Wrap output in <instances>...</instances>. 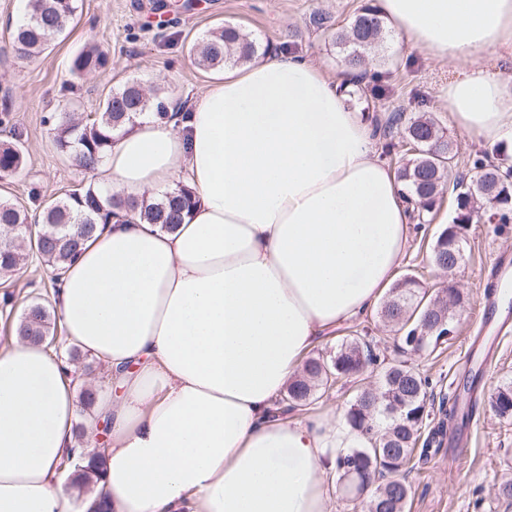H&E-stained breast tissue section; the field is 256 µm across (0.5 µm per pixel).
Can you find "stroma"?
<instances>
[{"mask_svg": "<svg viewBox=\"0 0 512 512\" xmlns=\"http://www.w3.org/2000/svg\"><path fill=\"white\" fill-rule=\"evenodd\" d=\"M78 0L79 9L65 33L38 58L21 57L12 48V32L26 10V0H0V144L21 143L26 161L14 175L0 181V198L38 213L52 200L83 186L87 177L57 150L48 117L72 111L85 117L109 88L136 79L159 88L164 96L195 95L209 81L211 70L199 67L189 48L224 25L240 28L259 48L300 55L320 64L329 76L342 71L336 30L347 27L374 0ZM329 16L331 31L310 21L314 10ZM108 54L104 71L77 79L70 75L71 58L87 43ZM366 64L381 74L382 92L362 94L354 104L374 126L384 125L390 113L431 116L445 132L455 155L456 175L471 178L475 160L512 166V145L488 144L471 138L448 120V84L463 76L462 68L431 60L425 52L405 45L394 28H385L377 51ZM458 215L452 192H444L425 221L412 225L398 277H415L424 286L460 290L469 303L453 321V333L437 347L413 353L402 335L370 312L345 323L315 346L311 355L329 359L344 337L368 340L380 364L367 371L365 381L379 382V370L404 361L428 378L424 431H436L434 449L414 456L402 475L409 487L405 512H512V497L499 487L512 477V416L500 417L491 406L495 393L512 386V325L503 333L501 352L491 365L480 366L479 413L473 425L440 421L441 402L463 391L467 376L460 363L478 331L479 302L487 282L488 263L497 256L512 257V222L475 214L461 229L462 259L452 272L431 262L438 233ZM52 270L34 261L9 280L0 279V348L17 338L16 328L27 304H52ZM11 302H4V294Z\"/></svg>", "mask_w": 512, "mask_h": 512, "instance_id": "1", "label": "stroma"}]
</instances>
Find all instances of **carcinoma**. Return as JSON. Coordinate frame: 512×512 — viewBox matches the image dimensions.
Listing matches in <instances>:
<instances>
[{"label": "carcinoma", "instance_id": "obj_1", "mask_svg": "<svg viewBox=\"0 0 512 512\" xmlns=\"http://www.w3.org/2000/svg\"><path fill=\"white\" fill-rule=\"evenodd\" d=\"M78 0H28L25 20L12 36L17 51L25 57L43 53L74 20ZM383 20L366 7L355 16L350 30L336 37L343 46L345 69L359 80L367 75L365 52L382 39ZM258 52L256 43L239 29L224 26L192 47L197 64L203 68L237 65L252 60ZM109 63L107 54L90 47L70 61L73 77L102 71ZM152 110L158 119L168 117L163 98L146 92L136 81H127L109 90L99 103L95 116L86 120L75 118L72 112H58L51 117L52 134L58 151L74 161L85 173L93 176L117 137L140 114ZM404 125L406 138L413 144V157L397 169L407 200L423 211H430L446 186V176L452 170L453 156L448 140L437 123L423 115L407 116L395 113L390 125ZM23 151L16 146L0 148V177L15 174L24 165ZM479 172L473 180L458 179L452 183L459 210L457 222L466 224L478 207L504 211L512 205V183L500 173V166L475 162ZM195 204L193 192L185 185L165 192L156 200L142 203L129 201L120 195L103 191L89 181L82 188L47 205L41 220L28 224V215L17 204L0 200V278L10 277L26 261L35 257L52 268L53 281L64 265L72 261L84 243L94 235L99 219L112 211L124 210L130 218H141L173 230L183 223L184 214ZM456 226L443 229L433 245V264L451 271L461 259V246L456 242ZM423 285L413 277H405L391 289L383 302L381 314L385 322L404 331L403 341L412 351L436 347L445 329L452 328L455 309L467 302L457 292L453 301L426 296ZM23 341L42 344L51 335V315L41 302L27 305L17 327ZM425 337L423 347L413 346L414 338ZM372 360L368 345L358 339L343 342L323 363L316 358L306 360L301 375L288 384L289 407L307 404L313 395L327 388L328 376L354 380L360 359ZM428 380L413 369L398 363L382 374L380 390L362 389L346 412L345 420L353 430L371 434L374 448H347L336 454V474L345 494L355 500L368 493L366 512H404L408 485L397 475L398 468L407 466L416 451L420 430L428 417L426 395ZM501 416L512 414V387L502 388L492 402Z\"/></svg>", "mask_w": 512, "mask_h": 512}]
</instances>
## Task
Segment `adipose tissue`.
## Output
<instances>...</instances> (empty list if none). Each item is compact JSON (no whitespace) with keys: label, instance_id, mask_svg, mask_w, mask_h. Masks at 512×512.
Returning <instances> with one entry per match:
<instances>
[{"label":"adipose tissue","instance_id":"adipose-tissue-1","mask_svg":"<svg viewBox=\"0 0 512 512\" xmlns=\"http://www.w3.org/2000/svg\"><path fill=\"white\" fill-rule=\"evenodd\" d=\"M414 47L466 66L449 120L512 139V80L474 65L512 50V0H377ZM166 120L138 119L97 170L142 200L182 182L176 230L99 223L54 302L103 365L86 438L104 437L88 503L111 512H327L335 413L281 415L308 352L376 306L410 239L403 187L374 128L313 61L285 53L214 78ZM74 366L0 349V512H74L59 464L77 451Z\"/></svg>","mask_w":512,"mask_h":512}]
</instances>
